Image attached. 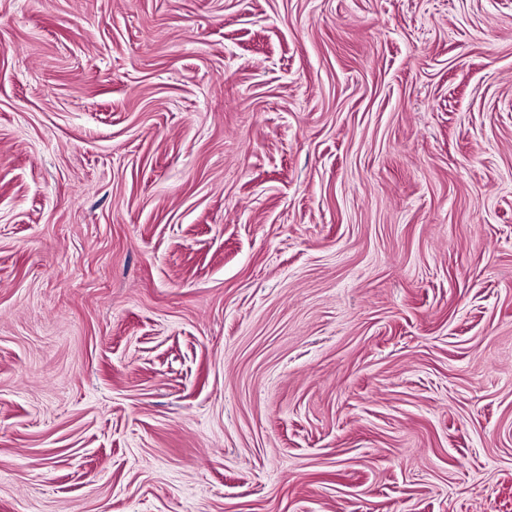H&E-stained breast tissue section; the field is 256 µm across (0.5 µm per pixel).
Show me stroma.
I'll use <instances>...</instances> for the list:
<instances>
[{"instance_id":"35a3bbf8","label":"stroma","mask_w":512,"mask_h":512,"mask_svg":"<svg viewBox=\"0 0 512 512\" xmlns=\"http://www.w3.org/2000/svg\"><path fill=\"white\" fill-rule=\"evenodd\" d=\"M0 512H512V0H0Z\"/></svg>"}]
</instances>
